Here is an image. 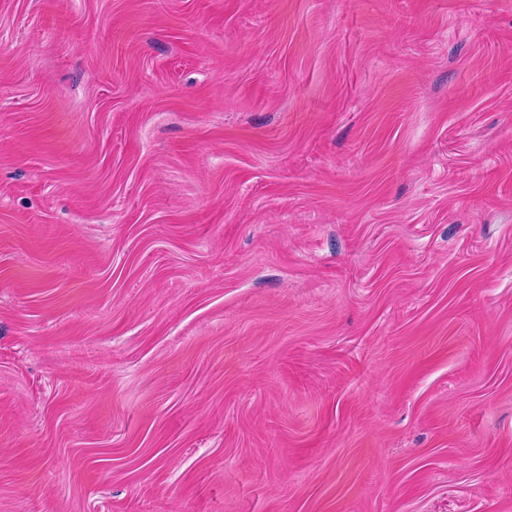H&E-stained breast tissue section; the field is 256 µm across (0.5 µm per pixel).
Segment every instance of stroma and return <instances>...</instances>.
Listing matches in <instances>:
<instances>
[{
    "mask_svg": "<svg viewBox=\"0 0 512 512\" xmlns=\"http://www.w3.org/2000/svg\"><path fill=\"white\" fill-rule=\"evenodd\" d=\"M0 512H512V0H0Z\"/></svg>",
    "mask_w": 512,
    "mask_h": 512,
    "instance_id": "1",
    "label": "stroma"
}]
</instances>
